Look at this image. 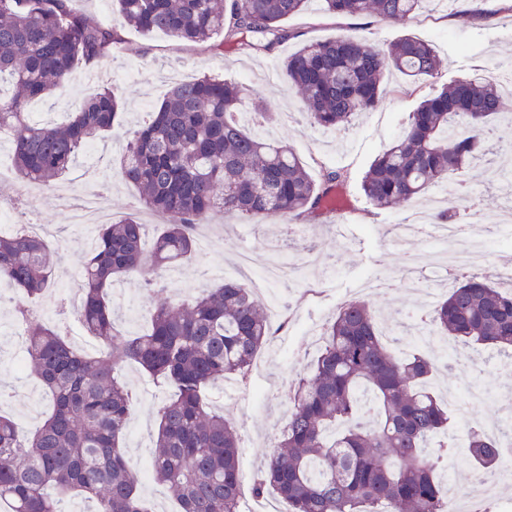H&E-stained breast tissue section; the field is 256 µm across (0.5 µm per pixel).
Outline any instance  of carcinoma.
<instances>
[{
    "mask_svg": "<svg viewBox=\"0 0 512 512\" xmlns=\"http://www.w3.org/2000/svg\"><path fill=\"white\" fill-rule=\"evenodd\" d=\"M74 0H0V128L13 129L17 177L51 186L78 150L112 125L120 107L111 87L86 98L68 121H32L28 104L63 88L80 63L98 66L123 43L119 26L145 35L163 32L203 45L224 34L269 51L286 31L282 21L308 0H115L120 25L76 10ZM337 17L375 15L410 22L428 0H322ZM434 46L403 34L385 47L350 37L312 42L283 61L307 122L338 131L377 108L388 74L416 81L435 75ZM241 90L204 75L175 84L150 120L130 132L120 175L169 223L143 244V225L129 215L104 224L86 255L72 314L100 341L94 355L72 347L32 304L53 275L57 242L0 234V281L24 302L14 305L26 367L53 401L52 413L24 433L0 415V501L11 512H65L77 493L83 512H152L139 493L124 435L134 407L118 378L125 362L139 365L169 397L157 410L151 477L165 485L180 512H238L237 429L212 409L205 389L234 378L247 382L258 352L276 333L264 305L244 284L213 283L187 302L157 292L151 328L142 336L115 332L114 282L150 266L163 270L191 257L194 228L215 209L261 224L324 210L348 173L323 168L316 180L296 150L247 131ZM504 111L498 84L462 77L425 97L403 131L361 178L376 209L418 198L468 165L492 166L495 120ZM430 327L453 342L479 345L512 359V291L474 276L448 290L428 311ZM379 308L362 299L343 303L326 324L321 345L292 391L288 421L265 457L253 491L274 490L288 512H448L438 460L456 450L428 441L448 434L451 417L428 381L437 366L420 353H397L379 331ZM466 452L491 476L501 462L497 440L474 429Z\"/></svg>",
    "mask_w": 512,
    "mask_h": 512,
    "instance_id": "cac0c4a2",
    "label": "carcinoma"
}]
</instances>
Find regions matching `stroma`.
<instances>
[{
    "instance_id": "1",
    "label": "stroma",
    "mask_w": 512,
    "mask_h": 512,
    "mask_svg": "<svg viewBox=\"0 0 512 512\" xmlns=\"http://www.w3.org/2000/svg\"><path fill=\"white\" fill-rule=\"evenodd\" d=\"M483 7L485 16L471 17L466 0H458L453 13L448 15L432 2L400 27L373 16L336 18L324 12L321 0H310L304 11L288 18L284 24L286 39L269 51L242 48L220 35L214 37V45L209 48L189 45L161 32L145 36L126 28L113 64L98 67L93 75L87 67L77 66L67 86L53 99L40 102L34 112L37 120L65 122L69 111L75 110L86 97L102 86L113 85L122 107L112 130L94 141L91 148L109 157L121 149L127 132L160 105L174 82L216 76L242 85L251 98L262 102L265 111L276 115L271 126L274 138L293 146L312 176H319L325 167L349 173L344 188L352 205L348 214L350 243L336 237L329 214L318 219L301 217L310 237L290 241L285 237L283 224L259 226L245 216L217 210L198 227L199 234L211 240V252L195 254L191 260L182 262L178 267L179 280L168 285L169 295L188 300L216 283L211 272L215 266L223 268L228 279L243 258L256 273L262 272L274 258L296 267L292 279L272 285L263 299L264 305H278L291 318L277 353L263 359L251 388L235 387L230 397L222 383L209 391L211 403L223 410L225 418L241 434L239 465L248 473H256L272 439L278 435L277 423L288 401V387L306 371L317 351V337L324 324L341 304L358 297L362 282L384 279L387 290L376 303L385 309L391 336L410 340L412 316L421 301L411 289L402 286L399 271L409 251L428 252L434 244L420 237L406 246H397L391 229L417 216L425 223H433V212L424 199L375 209L361 190V177L375 156L400 133L409 112L425 96L455 78L483 76L500 62H512V11L504 9L501 0H484ZM406 33L435 46L443 61L437 75L415 83L392 74L378 107L357 117L340 134L326 133L307 124L300 97L289 90L280 71L288 54L303 44L339 36L382 44ZM463 178L469 188L479 190L485 215L483 222L472 225L470 237L484 240L488 267L512 265V241L494 231L505 205L504 192L486 189L483 168L466 169ZM26 189V183L14 175L0 181V197L26 198L19 220L36 216L40 223L55 225L65 238L50 284L51 291L64 293L75 285L86 255L83 243L95 238L98 227L70 224L53 189L42 187L32 195ZM109 206L116 220L136 214L149 237L154 236L162 222L161 217L145 208L137 188L117 176L112 179ZM124 285V299L112 301L115 327L123 335L137 336L149 328L153 294L142 287L135 274L125 277ZM119 375L133 389L137 401L124 439L131 458L135 459L151 451L156 407L167 391L135 365H125ZM470 385L479 387L492 403L471 405L469 416L454 417L448 428L450 435L470 431L474 424L496 417L512 419V404L507 401L508 393L512 392V367L503 365L488 351L473 348L468 357L458 358L437 375L436 386L440 389L461 394ZM0 387L13 393L12 399L0 405V414L14 419L23 430H33L50 409L37 379L14 362L0 360Z\"/></svg>"
}]
</instances>
